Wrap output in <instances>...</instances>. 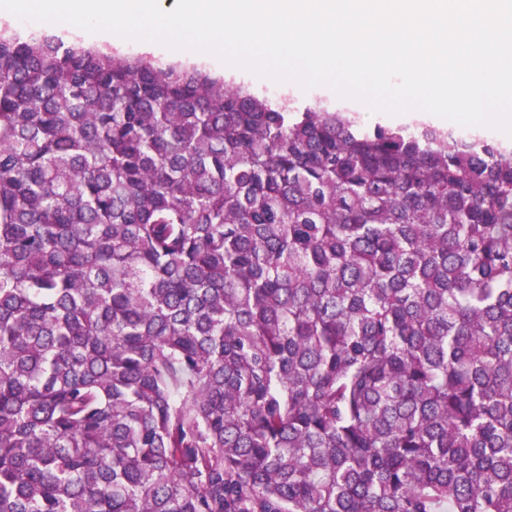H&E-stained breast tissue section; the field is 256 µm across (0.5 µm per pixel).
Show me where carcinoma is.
Listing matches in <instances>:
<instances>
[{
    "mask_svg": "<svg viewBox=\"0 0 512 512\" xmlns=\"http://www.w3.org/2000/svg\"><path fill=\"white\" fill-rule=\"evenodd\" d=\"M512 512V142L0 28V512Z\"/></svg>",
    "mask_w": 512,
    "mask_h": 512,
    "instance_id": "carcinoma-1",
    "label": "carcinoma"
}]
</instances>
